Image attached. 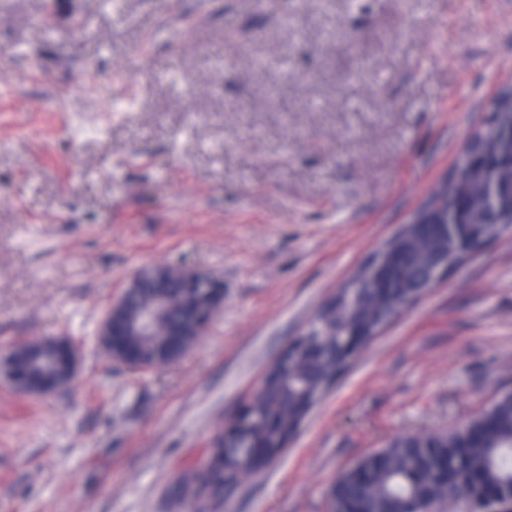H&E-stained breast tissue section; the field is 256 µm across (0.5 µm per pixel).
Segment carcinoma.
Returning <instances> with one entry per match:
<instances>
[{"label": "carcinoma", "mask_w": 512, "mask_h": 512, "mask_svg": "<svg viewBox=\"0 0 512 512\" xmlns=\"http://www.w3.org/2000/svg\"><path fill=\"white\" fill-rule=\"evenodd\" d=\"M511 127L512 109L498 101L493 102L485 136L477 139L472 150L463 154L457 165L458 177L448 184L443 194L448 220L466 225L464 231L467 233L478 230L475 220L482 214H491L498 222L512 226V197L507 194L512 173L479 165L474 160L477 153L496 154L511 150L512 140L508 137ZM436 232L433 225L420 228L419 236L424 247L414 252V258L408 264H397L392 269L389 288L396 303L402 302L407 284L420 283L427 278L424 256L434 247ZM358 287L359 291L354 293L350 303L338 297L323 308L319 317L336 337L355 322V317L348 311L352 304L371 303L366 294V289L372 287L371 281L363 280ZM160 295L168 296L172 307L156 327L154 335L129 336L127 340L163 360L169 356L176 341L186 340L176 333L195 322L194 311L185 299L203 305L209 301L210 294L194 288H159L147 283L131 295L129 305L135 311L145 309ZM332 337L324 338L316 329L311 330L308 337V340L325 346L323 375L331 383L346 370L344 360L336 356ZM32 361L29 356L17 359L14 368L19 380L38 377ZM303 367L302 357L296 356L290 368L273 371L268 398L252 408V425L228 444L231 456L237 460L249 459L255 440L267 439L274 432H285L294 424L302 403L319 388L316 380L298 383ZM443 462L448 463L446 484L435 477ZM201 469L208 473L206 481H201L197 473L192 482L182 483L177 488V496L185 503L188 512H217L224 504V495L247 474L243 465L224 472L222 447L208 450L201 461ZM333 487L337 506L343 512H404L410 500L428 512H442L447 504L472 500L474 492L486 489L493 492L497 502H509L512 500V398L504 396L495 400L485 413L457 427L413 440H394L379 451L359 458L341 473Z\"/></svg>", "instance_id": "carcinoma-1"}]
</instances>
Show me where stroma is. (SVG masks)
Here are the masks:
<instances>
[{
    "mask_svg": "<svg viewBox=\"0 0 512 512\" xmlns=\"http://www.w3.org/2000/svg\"><path fill=\"white\" fill-rule=\"evenodd\" d=\"M512 80V0H0V512H185L174 487L411 218ZM224 280L178 361L108 360L140 268ZM512 391V231L403 309L220 512H325L362 456ZM24 347V346H23ZM21 347V348H23ZM21 348L13 351L9 356L5 358H1L0 361V372L3 374L13 385L14 387L22 393H55L60 389L64 388L67 384L66 382L55 381L50 378H43L40 381H32L23 386L19 385L16 377L24 381L25 379H35L39 376L38 372L33 368L32 361L37 357H43V360L46 363L54 362L56 365L59 362V357L56 348L53 346V343H45L44 346L39 350L37 356L29 357V356H21L17 359L14 364L15 368V376L13 373V358L14 353L20 350Z\"/></svg>",
    "mask_w": 512,
    "mask_h": 512,
    "instance_id": "stroma-1",
    "label": "stroma"
}]
</instances>
